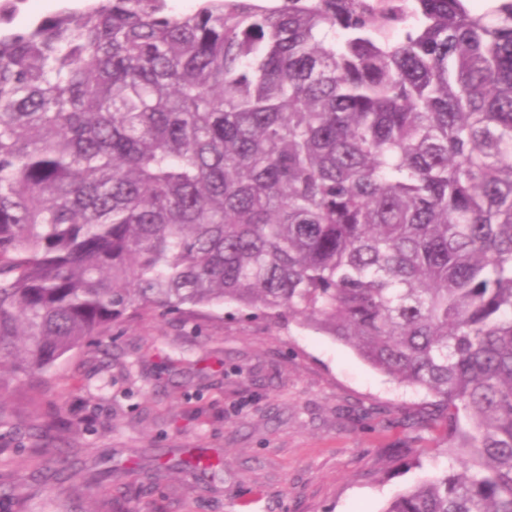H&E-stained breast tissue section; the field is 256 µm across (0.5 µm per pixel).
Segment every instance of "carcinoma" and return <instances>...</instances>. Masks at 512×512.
Instances as JSON below:
<instances>
[{
  "label": "carcinoma",
  "mask_w": 512,
  "mask_h": 512,
  "mask_svg": "<svg viewBox=\"0 0 512 512\" xmlns=\"http://www.w3.org/2000/svg\"><path fill=\"white\" fill-rule=\"evenodd\" d=\"M467 2L0 0V397L233 304L433 398L384 512H512V0Z\"/></svg>",
  "instance_id": "obj_1"
}]
</instances>
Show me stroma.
Listing matches in <instances>:
<instances>
[{
  "label": "stroma",
  "instance_id": "1",
  "mask_svg": "<svg viewBox=\"0 0 512 512\" xmlns=\"http://www.w3.org/2000/svg\"><path fill=\"white\" fill-rule=\"evenodd\" d=\"M105 342L0 398L15 428L0 512H384L448 465L423 392L297 322L228 305L132 316ZM201 448L216 476L155 473Z\"/></svg>",
  "mask_w": 512,
  "mask_h": 512
}]
</instances>
